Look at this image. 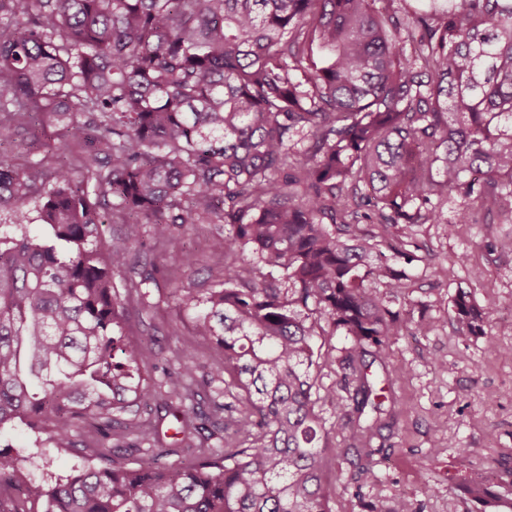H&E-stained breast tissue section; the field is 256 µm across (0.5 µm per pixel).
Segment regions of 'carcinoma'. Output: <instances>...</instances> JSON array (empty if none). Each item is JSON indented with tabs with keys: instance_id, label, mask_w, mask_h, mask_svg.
<instances>
[{
	"instance_id": "carcinoma-1",
	"label": "carcinoma",
	"mask_w": 512,
	"mask_h": 512,
	"mask_svg": "<svg viewBox=\"0 0 512 512\" xmlns=\"http://www.w3.org/2000/svg\"><path fill=\"white\" fill-rule=\"evenodd\" d=\"M32 123L69 161L0 159V432L74 448L84 418L125 442L43 482L1 448L0 512H332L317 407L371 454L372 366L404 325L373 289L404 287L384 250L414 245L440 189L455 224L474 202L512 215V0H0V139ZM104 209L130 243L231 227L220 287L176 291L223 352L203 379L189 349L142 378L154 337L124 332ZM495 315L455 305L461 336ZM338 330L352 345L322 391L314 343ZM152 393L190 464L159 462L181 449L137 423Z\"/></svg>"
}]
</instances>
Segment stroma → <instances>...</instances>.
Here are the masks:
<instances>
[{
	"mask_svg": "<svg viewBox=\"0 0 512 512\" xmlns=\"http://www.w3.org/2000/svg\"><path fill=\"white\" fill-rule=\"evenodd\" d=\"M437 220L417 225L416 249L395 258L408 280L400 292L377 286L392 310L403 314L405 327L389 347L386 366L377 370L386 410L391 416L370 441L368 464L375 481L356 486L355 454L347 453L348 433L336 412L324 406L332 443L341 448L324 466V488L333 512H387L399 497L417 512H471L465 489L474 478H492L504 501L499 512H512V220L477 211L476 223H454V203L437 201ZM228 229L196 224L174 232L167 241L151 236L129 247L127 267L118 285L139 281L146 269L158 267V282L146 293L132 295L127 306L130 336H153L157 343L145 370L161 378L173 349L193 347L200 367L220 360L222 353L196 336L190 319L174 296L177 289L214 287L224 276L220 245ZM190 256L192 271L178 263ZM467 295L477 308L491 304L494 320L482 333L456 332L454 303ZM432 329L414 332L416 322ZM75 448L37 454L35 434L19 426L0 435V446L29 457L35 479L69 474L100 451V436L84 423L75 428Z\"/></svg>",
	"mask_w": 512,
	"mask_h": 512,
	"instance_id": "35a3bbf8",
	"label": "stroma"
}]
</instances>
